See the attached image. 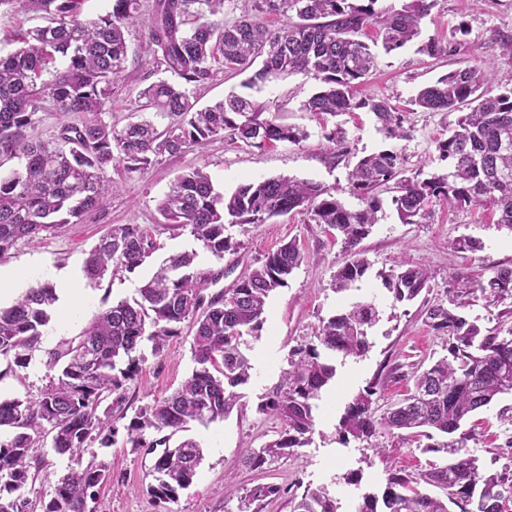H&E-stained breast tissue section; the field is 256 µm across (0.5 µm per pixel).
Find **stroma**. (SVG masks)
<instances>
[{"instance_id": "1", "label": "stroma", "mask_w": 512, "mask_h": 512, "mask_svg": "<svg viewBox=\"0 0 512 512\" xmlns=\"http://www.w3.org/2000/svg\"><path fill=\"white\" fill-rule=\"evenodd\" d=\"M454 41V55L434 59L420 53L422 41ZM376 55V66L358 89L359 96L387 100L403 118L407 138H386L374 114L365 109L336 115H316L303 108L316 92L314 80L296 74L268 82L255 95L266 103L280 122L306 130L300 144L275 143L260 148L217 140L202 150L159 159L146 173L123 178L117 195L108 198L101 215L81 224H69L45 239L20 241L0 258V267L15 270L19 291L41 281L56 282L59 271L82 269L91 249L114 224H158V205L174 179L191 167L204 169L216 190L232 193L239 185L288 176L313 181L336 190L351 208L359 207L348 191V175L358 160L382 150L397 151L406 175L444 173L447 164L436 150L448 135L457 112H428L412 100L423 87L434 84L449 71L482 69L494 62H512V0H435L422 24L419 42L385 52L375 31L364 37ZM155 71H138L136 79L117 88L112 110L105 118L115 126L127 124L136 108L140 89L158 80ZM346 132L344 149L328 142L324 134L334 127ZM391 192H382V209L371 234L360 247L371 264L356 289L338 293L331 286L333 274L343 261L339 243L321 224L305 215L289 213L265 224L231 227L241 247L225 254L226 274L219 286L232 288L245 268L258 264L288 242H296L304 256L285 288L268 304L266 322L258 340L252 341L249 357L253 365L249 383L242 387L239 406L224 419L208 425L191 424L174 435V442L191 439L203 448L204 459L192 484L178 491L175 500L152 498L147 487L154 454L131 447L125 430H118L113 445L92 444L84 461L105 464L109 480L99 490L97 502L103 512H238L241 496L258 484L279 487L262 512H291L290 501L305 488L326 487L337 499L339 512H353L363 493L379 492L388 470L414 475L439 463L443 454L425 451L423 442L408 436L380 433L369 440L343 441L339 421L353 396L374 388L373 408L383 413L401 402L413 387V376L447 353L445 342L424 323L427 302L444 299L455 285V276H488L492 267L512 265V231L498 224L495 210L476 206L458 209L436 203L419 224L402 223L391 204ZM469 236L480 241L475 251L452 248L454 239ZM161 248L135 272L112 282L84 281L77 294L60 293L47 334L28 365L13 368L0 377L1 398H25L39 393L47 382L44 365L48 350L64 338L78 336L105 304L136 295L140 283L170 255L196 250L199 268L215 261L200 251L190 235L159 237ZM425 265L430 288L414 301L393 303L378 276L393 261ZM375 300L379 320L369 332L371 347L363 358L347 360L337 368L335 382L322 393L315 414V427L308 445L294 455L263 470L242 466L245 449L258 448L277 438L281 423L264 414L260 406L281 385L291 351L313 336L320 320L357 300ZM191 334L171 339L163 352L143 349L144 362L129 383L126 406L134 411L153 400L170 395L191 372ZM472 438L467 447L480 464L492 472L512 471V394L503 395L477 411L467 421ZM358 473L361 482L349 485L347 473Z\"/></svg>"}]
</instances>
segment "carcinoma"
I'll list each match as a JSON object with an SVG mask.
<instances>
[{
  "label": "carcinoma",
  "mask_w": 512,
  "mask_h": 512,
  "mask_svg": "<svg viewBox=\"0 0 512 512\" xmlns=\"http://www.w3.org/2000/svg\"><path fill=\"white\" fill-rule=\"evenodd\" d=\"M86 2L0 0L48 15V24L11 35L15 47L0 55V168L11 164L0 174V258L21 240L53 235L101 213L120 189L111 176L118 165L141 174L162 156L202 149L224 137L253 147L296 145L307 138L304 130L277 121L266 105L239 94L196 107L190 90L210 83L224 67L244 73L259 64L242 83L250 89L302 74L318 83L305 111L334 115L366 108L388 137H406L401 116L386 100L356 95L375 65L360 36L373 27L385 51H397L420 36L434 0H409L399 10L383 11L375 8L377 0H254L253 12L232 23L224 21V0H153L145 21L150 58L137 67L171 77L139 92L138 111L169 120L162 129L147 117L121 129L103 118L115 89L133 79L125 31L139 13V0H110L111 8L94 16L84 13ZM289 11L294 17L286 23H266V16ZM413 104L430 112L467 108L436 144L447 173L406 177L397 152L364 156L348 176L350 193L362 203L352 209L334 190L285 176L244 183L226 196L194 167L160 201L165 223L113 225L89 253L85 277L100 285L134 272L160 249L162 230L189 232L220 262L241 247L228 227L265 224L295 210L335 231L344 261L332 288L341 292L370 268L360 244L377 223L378 192L391 182V203L404 224L422 222L436 200L457 209L494 208L498 223L512 230V77L498 76L495 65L479 74L453 71L420 90ZM41 112L76 121L62 124L55 139L39 140L32 131ZM197 257L193 250L170 255L138 288V297L101 309L78 337L48 351L51 375L38 395L0 399V428L10 429L0 438V512H34L26 489L32 471L43 466L38 448L49 434L53 450L74 457L76 466L58 479L42 512H93L88 502L108 473L102 464H83L82 456L95 441L111 444L116 423L125 418L127 382L141 370L137 350L148 342L153 353L162 352L182 335L185 322L193 332L191 374L172 394L136 410L125 429L133 448L165 446L151 469L152 497L173 500L191 484L203 449L193 440L171 447L170 438L192 423L222 419L237 405L253 370L243 337L260 338L269 299L287 286L302 253L294 242L282 245L245 269L218 298L207 290L224 277V268L201 269ZM378 276L395 304L414 300L430 279L427 269L398 261ZM463 286L448 303L425 310L430 330L448 337L447 355L414 376L413 389L397 406L376 415L368 388L347 405L339 423L345 439L395 430H414L429 440L447 436L426 450L449 458L411 478L388 472L382 490L363 494L355 512H449L450 504L460 512H501L499 503L512 499V478L482 470L466 451L469 433L459 432L473 413L512 394V331L504 337L462 314L479 294L511 300L512 267H499L486 279L466 277ZM57 301L56 286L43 281L0 309V362H28ZM378 320L373 303H352L320 320L314 336L292 350L285 383L260 407L281 422V432L260 448L246 449L244 466L264 469L308 445L316 401L336 377V362L364 356L368 330ZM422 483L442 490L445 499L420 490ZM278 493L274 485H256L240 498L239 512ZM292 503L293 512H338L323 487L305 489Z\"/></svg>",
  "instance_id": "obj_1"
}]
</instances>
